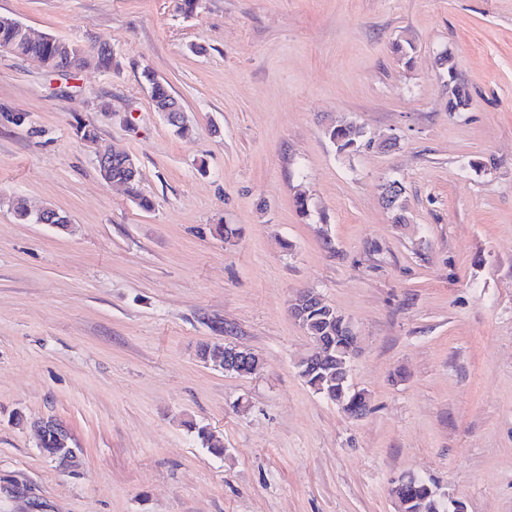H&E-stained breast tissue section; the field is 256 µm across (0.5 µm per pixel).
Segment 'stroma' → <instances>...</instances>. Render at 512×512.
<instances>
[{
	"mask_svg": "<svg viewBox=\"0 0 512 512\" xmlns=\"http://www.w3.org/2000/svg\"><path fill=\"white\" fill-rule=\"evenodd\" d=\"M177 5L0 0L116 62L61 74L0 52V512H398L409 476L512 512V0ZM344 121L371 146L338 151ZM80 124L137 161L151 208L100 176ZM17 196L70 229L20 223ZM302 290L354 327L361 418L298 373ZM217 341L262 369L204 362ZM47 417L75 466L40 454Z\"/></svg>",
	"mask_w": 512,
	"mask_h": 512,
	"instance_id": "35a3bbf8",
	"label": "stroma"
}]
</instances>
